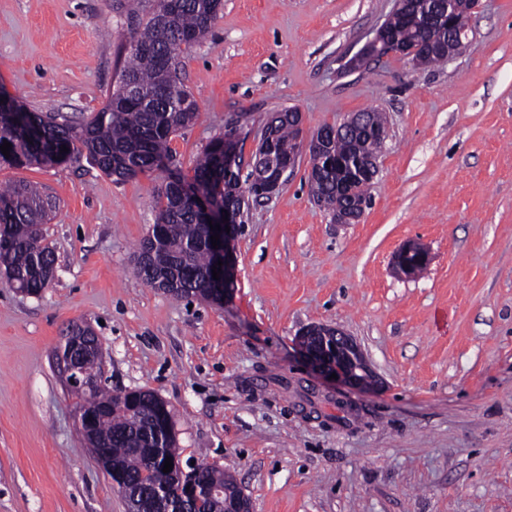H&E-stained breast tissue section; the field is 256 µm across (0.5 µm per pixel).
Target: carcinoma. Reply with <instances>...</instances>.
<instances>
[{"mask_svg":"<svg viewBox=\"0 0 512 512\" xmlns=\"http://www.w3.org/2000/svg\"><path fill=\"white\" fill-rule=\"evenodd\" d=\"M222 0H178L170 19L162 25L153 14L139 22L118 84L105 106L90 119L76 122L60 114L26 112L22 120L41 130L39 139L25 140L13 134L17 117L0 113V146L12 144L10 156L0 150V160L16 167L61 164L84 148L89 163L111 176L119 170L122 180L161 169L163 160L173 159L170 141L176 132L197 115V104L184 85L181 57L190 46L203 40L212 29ZM386 36L401 50L419 45L423 39L418 18L403 13L388 17ZM369 119L370 129L355 134L324 125L318 133L325 144L309 150L311 186L317 201L333 213L350 210L356 200L367 197L371 180L358 175L356 163L378 156L386 135L382 113H355ZM295 117L290 111L272 121L267 156L286 159L299 149ZM228 132L211 140L188 177L180 169L167 176L156 193L155 225L162 238L148 243L147 253L137 259L136 273L151 285V270L174 264L185 267L173 276L182 295L201 290L209 273L208 229L198 220L193 205L182 197L180 186L188 184L205 194L222 199L224 194L243 193L241 165L224 170V147L241 156L238 142ZM66 146L64 152L61 146ZM52 203L37 187L16 181L0 189V272L18 293L38 297L52 282L57 260L55 248L47 241L43 225L50 221ZM80 407L91 418L95 444L112 456L113 467L121 470L136 504L137 512H176L157 496V491L179 482L178 472H163L164 458L178 455L176 435L165 437L163 420L153 405V392L138 391L137 406L103 388L78 391ZM196 480L225 494L211 499L203 496L183 506L185 512H224V502L238 494L234 478L223 470L204 465Z\"/></svg>","mask_w":512,"mask_h":512,"instance_id":"carcinoma-1","label":"carcinoma"}]
</instances>
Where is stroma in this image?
Returning <instances> with one entry per match:
<instances>
[{
  "mask_svg": "<svg viewBox=\"0 0 512 512\" xmlns=\"http://www.w3.org/2000/svg\"><path fill=\"white\" fill-rule=\"evenodd\" d=\"M156 0H0V91L25 110L99 111ZM395 0H224L182 55L198 105L171 147L190 173L231 127L250 160L269 117L303 135L366 109L387 138L360 220L315 203L307 159L251 204L221 305L133 272L161 172L119 181L85 154L0 164L56 202L55 278L28 297L0 276V512H127L78 429L51 359L70 324L95 329L112 391L150 390L183 465L230 472L253 512H512V0H481L471 45L425 68L392 54L345 67ZM426 247L412 277L392 266ZM310 324L360 343L382 388L319 378L296 351ZM392 263L399 274L412 276L429 265L430 254L418 243L409 241L397 250Z\"/></svg>",
  "mask_w": 512,
  "mask_h": 512,
  "instance_id": "1",
  "label": "stroma"
}]
</instances>
